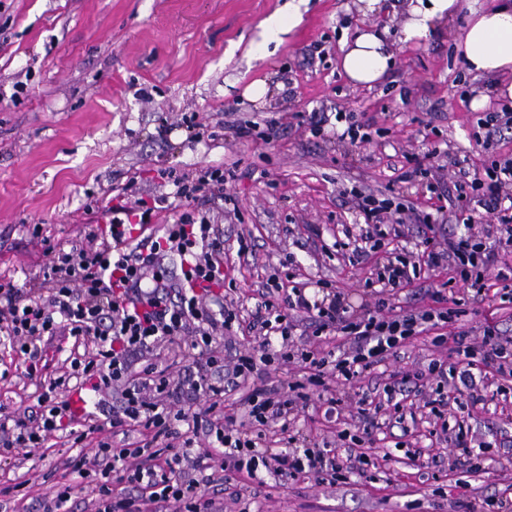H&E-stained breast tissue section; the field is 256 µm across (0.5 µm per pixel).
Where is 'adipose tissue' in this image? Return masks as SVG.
<instances>
[{"instance_id":"obj_1","label":"adipose tissue","mask_w":512,"mask_h":512,"mask_svg":"<svg viewBox=\"0 0 512 512\" xmlns=\"http://www.w3.org/2000/svg\"><path fill=\"white\" fill-rule=\"evenodd\" d=\"M463 10L468 20L457 38V50L470 72L495 79L496 95L511 100L512 83H503L502 77L512 73V0L489 5L483 0H402L406 19L401 38L426 40ZM389 34L388 26L376 25L357 30L343 43L340 66L353 84L370 88L385 79L394 64Z\"/></svg>"}]
</instances>
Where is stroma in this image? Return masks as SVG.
I'll return each instance as SVG.
<instances>
[{
	"instance_id": "35a3bbf8",
	"label": "stroma",
	"mask_w": 512,
	"mask_h": 512,
	"mask_svg": "<svg viewBox=\"0 0 512 512\" xmlns=\"http://www.w3.org/2000/svg\"><path fill=\"white\" fill-rule=\"evenodd\" d=\"M289 0H0V279L36 277L47 257L41 237L68 245L84 229L105 224L109 208L129 198L150 210L151 224L209 211L224 231V293L254 311L267 284L318 282L344 290L352 306L382 255L356 261L345 228L361 218L352 195L373 192L413 207L443 209L437 235L463 232V212L446 207L454 161L480 169L512 155V131L485 144L477 126L500 111L489 97L472 109L492 79L470 73L456 50L467 16L448 33L417 44L393 40L389 77L373 88L353 85L340 68L341 45L375 23L354 0H309L292 30L268 38L267 19L287 14ZM262 99L246 98L258 80ZM329 120L312 131L310 113ZM353 113L365 142L337 137L335 113ZM251 127L248 138L237 127ZM430 155L432 171L413 179L414 158ZM211 167L233 171L230 203L209 189L174 198L169 171L196 182ZM441 178L430 190L433 178ZM247 253H239V241ZM18 355L0 344V402L23 413L36 388L17 376ZM465 423L480 440L512 442V403L502 395L469 404ZM434 416L414 434H384L365 444L392 453L388 465L340 485L304 475L288 485L260 473L229 476L214 497L221 512H451L452 503L512 498L499 470L434 473L412 452L447 458L434 436ZM66 445L0 459L7 512H39L50 486L68 482Z\"/></svg>"
}]
</instances>
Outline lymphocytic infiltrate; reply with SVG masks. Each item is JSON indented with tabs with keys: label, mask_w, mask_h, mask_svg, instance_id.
<instances>
[{
	"label": "lymphocytic infiltrate",
	"mask_w": 512,
	"mask_h": 512,
	"mask_svg": "<svg viewBox=\"0 0 512 512\" xmlns=\"http://www.w3.org/2000/svg\"><path fill=\"white\" fill-rule=\"evenodd\" d=\"M454 188L494 217L496 245L475 232L437 238V219L425 213L415 218L420 250L408 251L400 245L407 225L404 204L359 195L365 232L355 252L362 256L372 248L388 256L376 278L362 285L373 305L351 311L339 291L319 297L296 286L282 295L267 292L253 320L259 344L249 351L226 336L238 314L217 293L224 285V237L206 213L182 214L136 242L131 219L147 221L149 212L114 207L105 228L86 233L84 242L68 248L46 243L50 260L36 281H0V335L22 355V375L42 388L28 419L0 403V457L42 447L59 430L80 447L90 432H101L107 439L94 454L80 451L67 460L76 477L97 476V512H143L148 504L163 512H216L206 489L214 482L209 470L217 452L225 468L252 479L263 469L285 479L304 474L333 484L371 465L355 448L315 450L290 435L291 420L308 411L328 381L339 387L333 404L355 412L367 435L382 429L387 412L395 427H404L395 397L412 389L425 391L430 414L457 418L468 403L479 401L478 385L489 373L512 376V335L488 323L477 330L476 342V331L466 325L470 305L489 294L512 302V287L493 290L485 279L500 258L499 246H512V157L492 160L481 172L459 168ZM391 208L397 216L388 223L383 215ZM171 257L180 261L176 282L165 267ZM448 258L465 295H437L434 308L410 303L394 310L387 289L411 287L423 270L440 268ZM303 322L313 336H335V349L320 354L296 346L293 336ZM449 325L457 328L451 337L443 332ZM422 334L430 335L434 347L448 348L447 360L392 374L383 398L367 406L355 384L388 358L400 357ZM57 338L72 343L69 367L46 380L38 364ZM171 356L194 368L191 383L172 379L166 365ZM280 361L299 364L292 380H270L269 367ZM231 390L241 393L242 416L222 410ZM109 394L116 397L110 407L104 402ZM188 396L204 400V409H185ZM79 400L94 404V411L81 413ZM274 428L287 433L286 447H260Z\"/></svg>",
	"instance_id": "1"
}]
</instances>
